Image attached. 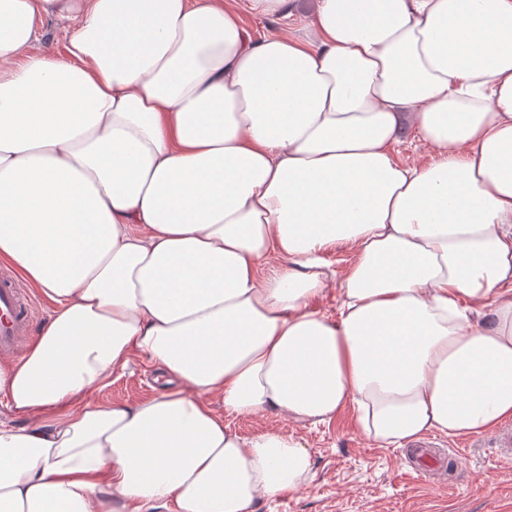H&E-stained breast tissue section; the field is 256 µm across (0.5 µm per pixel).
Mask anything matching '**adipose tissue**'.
Here are the masks:
<instances>
[{"instance_id":"ef3b65f1","label":"adipose tissue","mask_w":512,"mask_h":512,"mask_svg":"<svg viewBox=\"0 0 512 512\" xmlns=\"http://www.w3.org/2000/svg\"><path fill=\"white\" fill-rule=\"evenodd\" d=\"M291 9L0 0V262L55 306L0 359V512H254L313 480L228 413L351 406L397 447L512 419V0L243 19ZM406 125L430 163L395 155ZM136 358L164 388L89 399ZM39 29L41 33L40 45L48 51L61 49L69 33L68 24L52 19L44 20Z\"/></svg>"}]
</instances>
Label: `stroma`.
Wrapping results in <instances>:
<instances>
[{"instance_id": "1", "label": "stroma", "mask_w": 512, "mask_h": 512, "mask_svg": "<svg viewBox=\"0 0 512 512\" xmlns=\"http://www.w3.org/2000/svg\"><path fill=\"white\" fill-rule=\"evenodd\" d=\"M157 375V369L133 359L92 398L101 405L140 402L159 389ZM224 421L246 437L267 431L288 433L310 453L313 482L260 501L255 512H512V458L491 448L488 432L468 436L431 432L432 455L451 454L455 460L423 479L410 473L406 448L382 447L364 437L348 409L317 424L294 422L273 411L228 414Z\"/></svg>"}]
</instances>
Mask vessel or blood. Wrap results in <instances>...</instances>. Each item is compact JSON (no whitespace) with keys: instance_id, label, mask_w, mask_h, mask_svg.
<instances>
[{"instance_id":"vessel-or-blood-1","label":"vessel or blood","mask_w":512,"mask_h":512,"mask_svg":"<svg viewBox=\"0 0 512 512\" xmlns=\"http://www.w3.org/2000/svg\"><path fill=\"white\" fill-rule=\"evenodd\" d=\"M37 307L19 282L8 272H0V354L19 351L22 336L32 327Z\"/></svg>"}]
</instances>
